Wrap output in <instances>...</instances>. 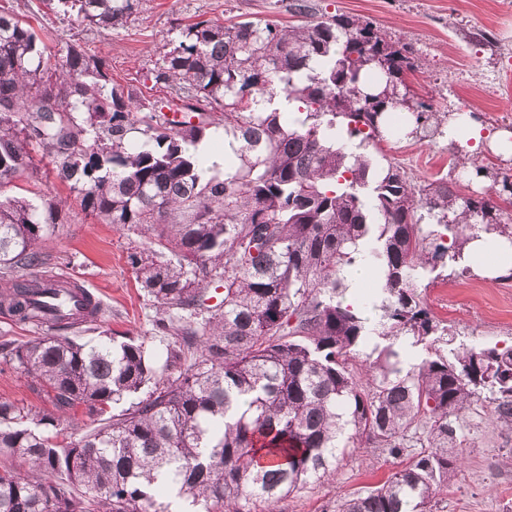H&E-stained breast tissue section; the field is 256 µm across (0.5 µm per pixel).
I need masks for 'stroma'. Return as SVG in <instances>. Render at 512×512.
Returning a JSON list of instances; mask_svg holds the SVG:
<instances>
[{"mask_svg": "<svg viewBox=\"0 0 512 512\" xmlns=\"http://www.w3.org/2000/svg\"><path fill=\"white\" fill-rule=\"evenodd\" d=\"M314 16L348 14L373 22L392 41L409 44L418 65L404 75L409 96L429 102L434 111L474 113L483 138L457 166L447 134L425 129L381 141L373 153L405 171L415 188L439 177L461 194L501 189L512 179V0H308ZM294 0H141L134 24L123 29L87 30L28 0L19 11L44 29L55 46L70 43L104 56L115 80L150 101L167 105L170 95L154 76L180 26L199 17L224 24L240 20L300 23ZM483 166L487 175H475ZM38 182L19 180L14 195L45 194L56 199L63 222L45 237L44 274L79 280L101 303L95 329H76L87 341L106 331L149 337L156 308L139 287L127 262L142 245L135 233L100 223L83 213L69 191L48 175ZM455 343L512 347V280L490 279L480 266L461 273L448 265L422 291ZM0 400L50 410L44 393L15 367L0 362ZM460 448L464 466L439 497L436 512H512V432L493 424L487 405L475 403L462 416ZM375 448H359L339 465L335 480L316 481L280 501L277 512H336L340 497L375 484L404 466Z\"/></svg>", "mask_w": 512, "mask_h": 512, "instance_id": "obj_1", "label": "stroma"}]
</instances>
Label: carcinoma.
Returning a JSON list of instances; mask_svg holds the SVG:
<instances>
[{
	"label": "carcinoma",
	"instance_id": "cac0c4a2",
	"mask_svg": "<svg viewBox=\"0 0 512 512\" xmlns=\"http://www.w3.org/2000/svg\"><path fill=\"white\" fill-rule=\"evenodd\" d=\"M46 2L92 30L127 26L140 0ZM414 66L355 16L200 19L155 75L180 101L177 121L114 81L103 56L55 52L0 9V310L47 328L4 360L53 406L0 402V512H169V494L188 512H275L358 448L411 459L337 512H433L461 471L462 413L486 402L512 430V348L445 354L418 292L481 232L512 254V182L501 204L443 178L417 190L367 153L396 135L394 112L413 133L441 124L432 105L395 94ZM276 87L293 116L263 107ZM213 125L220 176L196 153ZM37 154L82 212L149 241L127 261L156 305L161 347L68 336L97 314L89 297L68 315L41 305L77 285L38 273L58 204L5 194L38 173ZM361 263L375 273V324L346 302ZM391 337L431 356L407 365L378 342L361 355ZM80 407L89 425L70 433Z\"/></svg>",
	"mask_w": 512,
	"mask_h": 512
}]
</instances>
